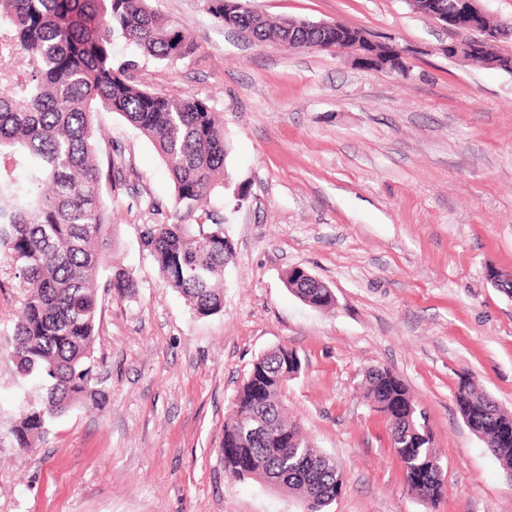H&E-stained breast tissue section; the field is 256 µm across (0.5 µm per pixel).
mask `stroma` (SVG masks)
Masks as SVG:
<instances>
[{"label": "stroma", "mask_w": 512, "mask_h": 512, "mask_svg": "<svg viewBox=\"0 0 512 512\" xmlns=\"http://www.w3.org/2000/svg\"><path fill=\"white\" fill-rule=\"evenodd\" d=\"M265 15L340 20L392 40L407 76L360 68L351 53L255 42L216 0H150L196 44L174 62L134 60L142 87L198 97L229 145L224 307L200 318L162 281L144 225L173 212L152 143L98 116L123 151L128 188L112 203L113 264L135 297L101 293L93 378L102 404L52 419L33 451L10 434L40 398L11 351L17 289L0 297V512H296L297 498L226 478L224 420L254 361L285 345L301 359L283 402L346 486L330 512H512V484L460 415V377L512 413V73L444 57L449 32L407 0H253ZM309 270L330 308L288 291ZM385 368L407 385L443 464L434 503L408 491L385 417L365 397Z\"/></svg>", "instance_id": "35a3bbf8"}]
</instances>
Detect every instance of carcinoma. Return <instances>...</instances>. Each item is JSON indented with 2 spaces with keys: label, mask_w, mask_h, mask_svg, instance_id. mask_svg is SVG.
<instances>
[{
  "label": "carcinoma",
  "mask_w": 512,
  "mask_h": 512,
  "mask_svg": "<svg viewBox=\"0 0 512 512\" xmlns=\"http://www.w3.org/2000/svg\"><path fill=\"white\" fill-rule=\"evenodd\" d=\"M236 27L263 43L294 48L324 40L321 31L288 30L285 21L244 16ZM135 45L146 59L175 62L196 46L148 0H0V254L12 270L0 291H22L12 355L20 373L42 382L44 395L28 402L12 430L17 447L35 448L49 420L104 398L93 384L91 359L100 309L97 281L119 297L138 283L121 267L105 264L112 206L102 187L126 186L121 156L102 149L96 117L122 116L154 144L174 185V221L147 224L142 234L163 281L200 317L223 307L228 244L224 224H186L204 204L224 198L227 148L221 117L201 98H172L148 91L116 63L114 37ZM288 290L313 308L333 304L326 289L307 288L299 271ZM290 349L262 355L235 395L224 421V474L263 480L284 474L281 488L299 496L304 512H327L341 494L343 468L303 437L283 408L281 375L301 370ZM367 397L390 416L395 452L410 492L430 502L445 487L439 457L405 384L386 369L367 374ZM479 408L475 423L489 452L512 472V413L475 382L460 391Z\"/></svg>",
  "instance_id": "1"
}]
</instances>
